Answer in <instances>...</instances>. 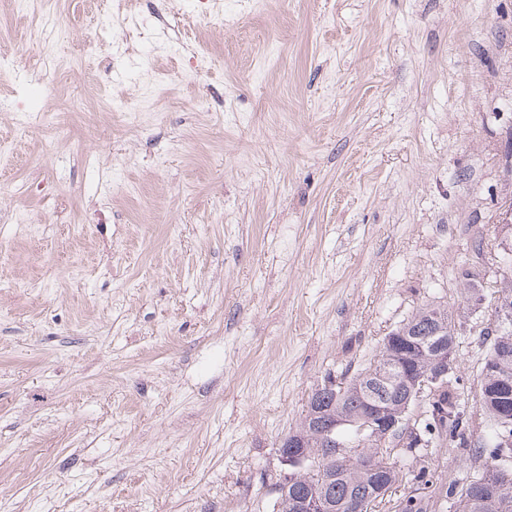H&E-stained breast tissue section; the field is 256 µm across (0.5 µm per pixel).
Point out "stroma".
Listing matches in <instances>:
<instances>
[{"instance_id":"35a3bbf8","label":"stroma","mask_w":512,"mask_h":512,"mask_svg":"<svg viewBox=\"0 0 512 512\" xmlns=\"http://www.w3.org/2000/svg\"><path fill=\"white\" fill-rule=\"evenodd\" d=\"M76 2L48 69L0 0V512H284L314 388L504 237L512 0H100L92 41ZM396 461L377 512L481 467Z\"/></svg>"}]
</instances>
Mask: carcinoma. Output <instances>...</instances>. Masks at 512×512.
Here are the masks:
<instances>
[{"instance_id":"obj_1","label":"carcinoma","mask_w":512,"mask_h":512,"mask_svg":"<svg viewBox=\"0 0 512 512\" xmlns=\"http://www.w3.org/2000/svg\"><path fill=\"white\" fill-rule=\"evenodd\" d=\"M463 288L460 305L467 309L482 297L481 272L461 271ZM499 306L512 315V261L501 267L496 278ZM407 335L426 342L424 349L405 344V338L383 342L379 355L352 377L341 379L343 392L324 394L307 411L291 437L302 444L309 464L291 472L287 479L288 498L305 499L322 491L336 504L335 512H357L372 503L373 484L378 477L394 483L398 471L390 461L389 445L378 444L355 433V423L367 414L369 395L384 398L400 412L408 400L407 386L393 373L402 370L415 377L430 372L432 341L448 337L453 348L458 329L455 317L441 305L416 309L402 323ZM489 340L477 386L476 412L488 427L481 439L473 435V414L459 402L460 378L451 374L429 399L428 406L448 418L427 421L420 431L437 437L450 448H474L483 454L482 472L461 484L448 485V496L456 498L455 512H512V462L501 455H512V445L503 437L512 436V420H502V409L512 406V318L485 328Z\"/></svg>"}]
</instances>
